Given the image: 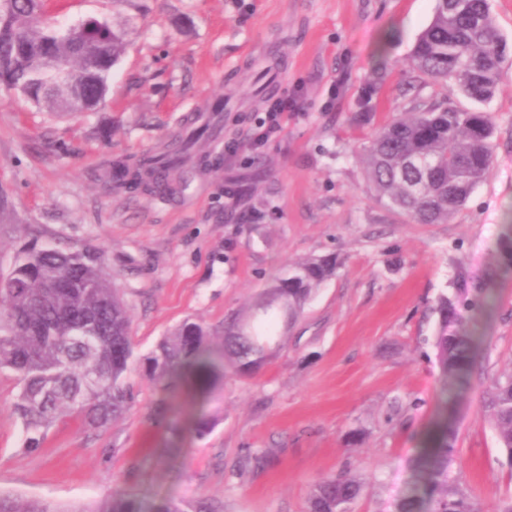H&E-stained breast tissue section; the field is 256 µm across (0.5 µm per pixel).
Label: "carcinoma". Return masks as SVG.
Returning a JSON list of instances; mask_svg holds the SVG:
<instances>
[{
    "mask_svg": "<svg viewBox=\"0 0 512 512\" xmlns=\"http://www.w3.org/2000/svg\"><path fill=\"white\" fill-rule=\"evenodd\" d=\"M44 0H0V86L35 105L62 115L104 105L107 80L125 50L124 33L104 16L102 24L63 28L47 21ZM506 45L488 0H436L433 18L419 35L412 61L421 74L451 81L474 102L495 92ZM88 76L81 102L56 64ZM493 126L480 110L416 108L377 129L362 162L379 202L403 212L415 224H446L475 187L488 178L494 161ZM193 137L147 157L150 184L131 175L127 163H113L111 176L130 190L164 186L162 170L180 163ZM336 273L330 259H302L269 283L244 315L224 323L222 343L197 322H185L147 356L135 354L125 300L105 265L102 250L83 246L62 252L45 246L19 252L10 273L0 279V372L12 373L18 393L13 413L25 433L24 447L43 446L48 429L63 417L91 428L107 425L128 409L129 375L137 364L171 397L195 380L199 389L224 378L229 364L243 375L258 372L270 343L302 312L316 289ZM440 298L433 346L441 375L440 415L421 441L414 481L397 512H481L460 488L459 428L454 411L471 388L479 357L464 300ZM96 369L101 378L89 379ZM485 408L498 439L512 460V368L492 379ZM362 491L349 475L319 481L308 512H350ZM0 512H184L176 503L147 505L120 489L92 507H59L40 499L0 496Z\"/></svg>",
    "mask_w": 512,
    "mask_h": 512,
    "instance_id": "obj_1",
    "label": "carcinoma"
}]
</instances>
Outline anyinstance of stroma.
Instances as JSON below:
<instances>
[{
	"label": "stroma",
	"mask_w": 512,
	"mask_h": 512,
	"mask_svg": "<svg viewBox=\"0 0 512 512\" xmlns=\"http://www.w3.org/2000/svg\"><path fill=\"white\" fill-rule=\"evenodd\" d=\"M490 5L507 42L481 106L493 169L448 223L414 224L375 201L359 156L415 107L473 106L410 61L435 0H46L49 21L105 15L127 45L99 111L59 116L0 88L1 275L23 249L102 247L145 354L184 321L219 328L289 262L337 268L257 373L226 370L204 403L181 401L178 436L136 371L124 415L99 429L59 420L28 450L0 373V493L92 505L119 488L185 512H307L320 479L348 474L363 484L352 512H396L435 415L438 300L461 273L479 300L512 229V0ZM278 99L296 109L254 148ZM207 120L170 191L109 186L113 162L136 164ZM493 296L457 413L459 483L485 512L512 496V459L483 411L490 380L512 367V272ZM202 415L215 421L203 437L190 428Z\"/></svg>",
	"instance_id": "1"
}]
</instances>
